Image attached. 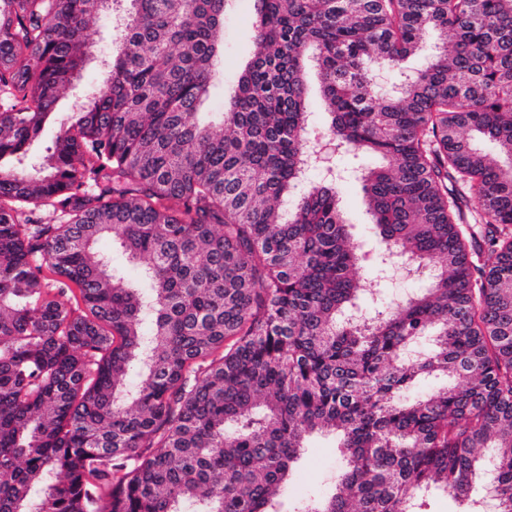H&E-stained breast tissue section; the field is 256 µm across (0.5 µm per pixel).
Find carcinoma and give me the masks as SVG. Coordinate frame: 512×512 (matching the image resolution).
Masks as SVG:
<instances>
[{"mask_svg": "<svg viewBox=\"0 0 512 512\" xmlns=\"http://www.w3.org/2000/svg\"><path fill=\"white\" fill-rule=\"evenodd\" d=\"M116 2L0 0V512H280L314 434L344 466L296 512H413L431 489L476 512L484 448L512 512V0H252L222 112L200 107L229 0H129L32 161ZM429 31L448 39L378 96ZM309 59L326 140L382 160L360 173L378 263L430 271L361 319L336 188L298 190ZM433 374L456 382L403 397ZM123 13L120 17L114 14L112 23H100L90 31V39L95 45L93 58L86 66L83 76L76 81L60 98L55 117L46 129L42 139L34 143L32 150L36 155H45L46 147L52 144L54 137L59 133L60 124L66 122L69 116L78 112L86 103L87 95L93 85H96L101 77L103 67L101 61L107 59L118 46L117 29L122 27Z\"/></svg>", "mask_w": 512, "mask_h": 512, "instance_id": "carcinoma-1", "label": "carcinoma"}]
</instances>
